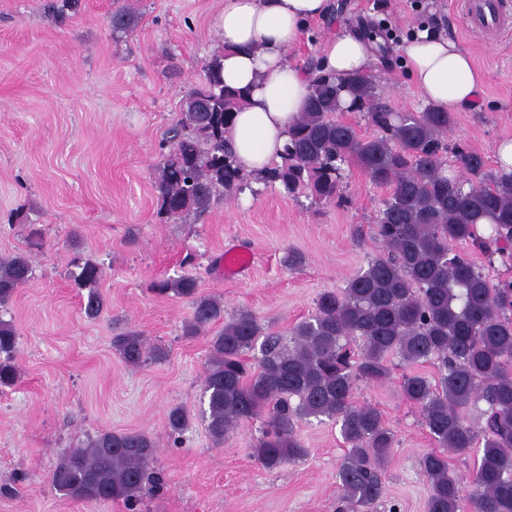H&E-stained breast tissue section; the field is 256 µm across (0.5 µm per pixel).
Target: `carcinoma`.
<instances>
[{
  "instance_id": "cac0c4a2",
  "label": "carcinoma",
  "mask_w": 512,
  "mask_h": 512,
  "mask_svg": "<svg viewBox=\"0 0 512 512\" xmlns=\"http://www.w3.org/2000/svg\"><path fill=\"white\" fill-rule=\"evenodd\" d=\"M363 34L386 57L387 31L371 24ZM309 69L307 110L289 129L281 162L250 178L225 137L241 95L224 87L222 54L205 60L201 84L165 132L158 211L174 223L201 217L226 197L247 190L259 195L255 182H277L289 197L308 192L340 204L343 172L356 165L388 195L376 223L355 226L352 239L360 246L370 236L383 253L343 289L322 293L314 314L293 326L287 340L249 311L224 319V302L199 294L191 272L152 281L151 293L191 301L184 335L220 325L209 341L201 420L220 445L236 426L262 419L252 454L267 470L306 455L295 432L300 422L335 421L345 446L337 512H373L385 493L384 462L395 434L380 410L355 403L353 392L360 381L387 380L397 357L409 369L401 397L437 446L420 461L430 486L426 512H512V279H490L472 255L476 250L512 270V171L492 173L482 156L457 150L460 175L448 174L450 113L431 106L396 112L367 74L338 79L315 62ZM339 112L362 113L376 134L360 135ZM33 273L26 254L0 257L1 309ZM101 276L97 262L74 260L70 277L88 319L105 307ZM112 346L133 366L166 357L137 331L118 334ZM255 349L260 358L253 363L248 354ZM17 352V332L0 317V387L16 381ZM423 364L436 367L435 378L416 370ZM191 419L184 406H170L166 427L173 444L182 443ZM471 448L477 454L466 482L448 455ZM156 451L143 432L105 429L62 458L50 483L69 499L135 507L161 486L153 470Z\"/></svg>"
}]
</instances>
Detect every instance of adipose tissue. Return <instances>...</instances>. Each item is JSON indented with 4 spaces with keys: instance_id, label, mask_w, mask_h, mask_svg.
Returning <instances> with one entry per match:
<instances>
[{
    "instance_id": "1",
    "label": "adipose tissue",
    "mask_w": 512,
    "mask_h": 512,
    "mask_svg": "<svg viewBox=\"0 0 512 512\" xmlns=\"http://www.w3.org/2000/svg\"><path fill=\"white\" fill-rule=\"evenodd\" d=\"M330 10L328 0H224V84L245 97L227 137L244 173H265L279 161L310 85L308 70L290 62L288 48L310 21ZM406 56L408 74L427 104L445 112L477 106L482 77L454 40L425 30ZM372 64L364 37L334 35L323 44L320 65L336 77L368 72Z\"/></svg>"
}]
</instances>
